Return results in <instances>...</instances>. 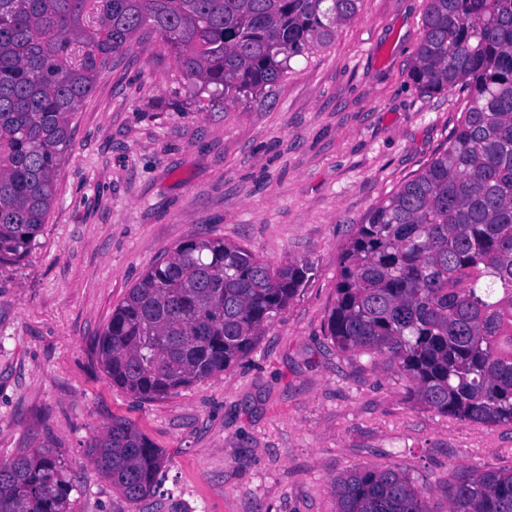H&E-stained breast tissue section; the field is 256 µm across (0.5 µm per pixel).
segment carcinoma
<instances>
[{
    "label": "carcinoma",
    "instance_id": "obj_1",
    "mask_svg": "<svg viewBox=\"0 0 512 512\" xmlns=\"http://www.w3.org/2000/svg\"><path fill=\"white\" fill-rule=\"evenodd\" d=\"M361 0H0V266L32 254L55 198L70 116L140 33L226 101L263 92L326 45ZM411 77L464 102L448 145L375 206L339 259L327 335L385 356L408 396L458 422L512 426V0H427ZM192 236L113 311L97 349L111 382L157 399L228 370L311 278ZM88 456L122 495L155 494L164 456L116 418ZM74 485L41 447L0 460V512H68ZM337 512H430L398 465L353 468ZM448 512H512V467L454 484Z\"/></svg>",
    "mask_w": 512,
    "mask_h": 512
}]
</instances>
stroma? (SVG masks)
<instances>
[{
	"instance_id": "35a3bbf8",
	"label": "stroma",
	"mask_w": 512,
	"mask_h": 512,
	"mask_svg": "<svg viewBox=\"0 0 512 512\" xmlns=\"http://www.w3.org/2000/svg\"><path fill=\"white\" fill-rule=\"evenodd\" d=\"M426 0H363L334 40L291 59L263 97L198 95L159 36L116 54L70 120L38 246L0 268V459L50 444L70 512H336L352 468L399 464L448 512L477 469L512 467V427L412 401L388 360L326 335L356 224L447 143L456 92L410 78ZM312 277L231 369L146 400L111 386L97 339L154 262L191 234ZM126 418L162 449L161 484L128 501L86 455Z\"/></svg>"
}]
</instances>
